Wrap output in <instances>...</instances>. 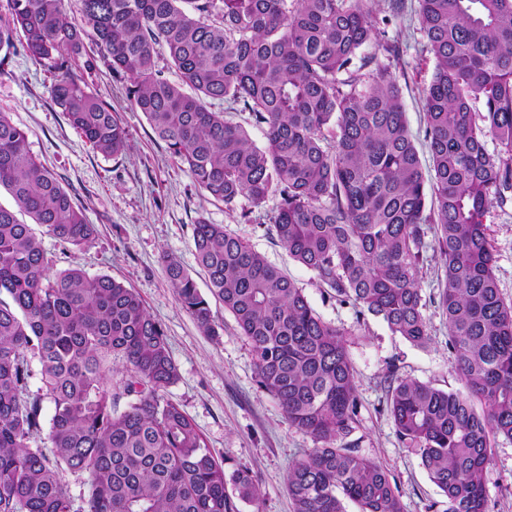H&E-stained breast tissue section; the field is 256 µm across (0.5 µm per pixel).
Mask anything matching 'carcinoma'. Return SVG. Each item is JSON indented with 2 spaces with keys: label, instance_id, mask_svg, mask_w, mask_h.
<instances>
[{
  "label": "carcinoma",
  "instance_id": "1",
  "mask_svg": "<svg viewBox=\"0 0 512 512\" xmlns=\"http://www.w3.org/2000/svg\"><path fill=\"white\" fill-rule=\"evenodd\" d=\"M8 0L0 51L20 43L47 66L51 96L106 157L125 149L112 106L78 73L95 58L130 80L128 97L199 187L233 210L281 197L267 231L342 303L417 347L431 341L421 278L443 269L438 307L457 390L391 375L388 413L447 498L446 512H489L484 474L498 438L512 441V301L503 297L486 221L512 203V0H418L434 62L424 97L428 162L409 132L387 64L375 0ZM93 35L96 57L85 38ZM162 48L180 82L156 69ZM243 106L266 145L224 122L214 102ZM480 101L483 111L474 110ZM495 143L487 149V140ZM0 512H233L225 488L260 499L247 470L226 473L166 390L179 379L161 324L139 295L78 267L52 276L32 224L64 244L95 226L27 136L0 112ZM212 296L250 342L258 383L315 447L288 469L293 512H404L387 471L337 441L358 421L347 333L302 289L222 224L193 227ZM177 301L209 335V301L176 261ZM37 355L40 392L29 390ZM121 361L123 392H112ZM50 449L32 446L43 402ZM86 475L73 510L63 469Z\"/></svg>",
  "mask_w": 512,
  "mask_h": 512
}]
</instances>
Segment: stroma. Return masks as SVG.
<instances>
[{"label":"stroma","mask_w":512,"mask_h":512,"mask_svg":"<svg viewBox=\"0 0 512 512\" xmlns=\"http://www.w3.org/2000/svg\"><path fill=\"white\" fill-rule=\"evenodd\" d=\"M417 6V0H405L403 10L393 16L387 0H377L375 12L389 16L386 38L400 47L401 56L392 61L391 71L402 89L409 130L420 146L425 138L422 93L433 64L423 49ZM83 79L89 91L112 105L122 122L126 144L119 156L93 151L70 126L52 100L42 63L18 52L0 66V112L8 113L26 132L30 152L57 175L97 230L92 243L81 247L43 236L50 270L78 267L91 276L108 275L139 294L162 325L178 367L179 379L169 387V398L194 420L226 471L249 470L259 485L261 497L254 504L239 500L234 486H227L235 512H292L286 474L314 441L291 427L273 398L259 387L251 346L232 314L212 303L217 333L210 336L176 300L166 274L167 259H176L194 274L199 290L207 288L193 240V226L201 218L227 225L248 241L302 288L324 321L348 332L361 407L347 445L383 466L398 488L404 512H444L445 496L429 480L415 450L399 441L387 411L390 373L443 390L461 386L451 371L446 321L433 302L443 276L439 263L430 261L422 273L431 341L427 347H416L392 334L381 320L336 300L313 271L268 234L279 195H270L258 208L243 198L235 210H226L198 187L155 136L144 114L130 105L126 77L112 74L99 60ZM487 228L499 287L512 300V206L492 209ZM485 480L489 512H512V442H497Z\"/></svg>","instance_id":"obj_1"}]
</instances>
